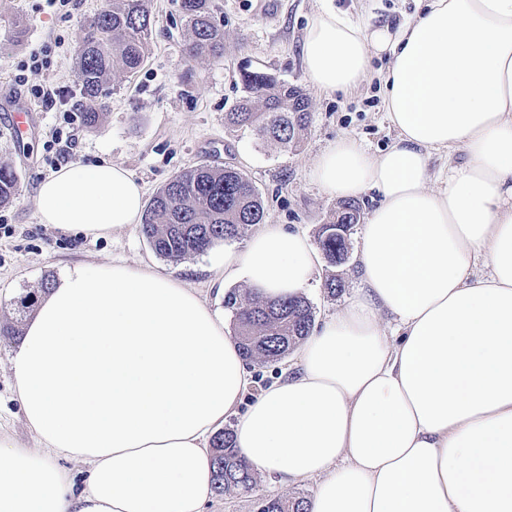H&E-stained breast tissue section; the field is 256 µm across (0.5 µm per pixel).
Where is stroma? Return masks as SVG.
<instances>
[{
	"label": "stroma",
	"instance_id": "obj_1",
	"mask_svg": "<svg viewBox=\"0 0 512 512\" xmlns=\"http://www.w3.org/2000/svg\"><path fill=\"white\" fill-rule=\"evenodd\" d=\"M212 5L216 22L224 27L223 59L188 60L187 32L177 0H153L150 51L136 73L107 85L108 108L92 127L75 110L83 102L75 55L83 26L111 9L112 0H74L68 17L48 0H0V92L14 95L13 79L20 66L32 50L54 37L61 38V46L53 48L49 67L30 74L29 81L68 90L61 106L32 100L35 125L22 145L13 142L0 109V162L12 165L19 175L14 200L0 207V322L14 317L21 297L41 298L42 281L60 280L76 263L151 261L158 271L195 288L214 308L224 306V294L207 270L206 255L177 263L156 257L137 225L93 239L40 223L38 187L60 167L51 148L56 134L72 139L68 162L106 160L122 165L150 196L177 173L201 163L237 168L259 192L265 223L302 231L313 240L337 200L311 180V159L342 134L362 140L374 151L391 145L395 132L385 118L377 78L386 58H372L371 75L356 92L327 97L307 85L303 38L313 17L327 6L394 29L423 9L422 0H212ZM246 71L265 72L306 88L312 120L299 150L286 151L261 142L250 131L225 127L224 114L240 98V76ZM355 272L351 260L337 268L322 263L305 293L316 320L335 313L353 297L358 286ZM334 274L344 288L331 295L325 282ZM16 344L15 338L0 336V430L31 447L35 441L23 424L9 371ZM315 491L311 481L283 490L263 477L254 491L214 498L206 512H256L258 496L282 493L309 499Z\"/></svg>",
	"mask_w": 512,
	"mask_h": 512
}]
</instances>
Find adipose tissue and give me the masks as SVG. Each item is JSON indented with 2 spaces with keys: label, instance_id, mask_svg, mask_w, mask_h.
<instances>
[{
  "label": "adipose tissue",
  "instance_id": "adipose-tissue-1",
  "mask_svg": "<svg viewBox=\"0 0 512 512\" xmlns=\"http://www.w3.org/2000/svg\"><path fill=\"white\" fill-rule=\"evenodd\" d=\"M376 54L394 144L341 136L311 164L330 196H380L353 299L261 385L185 282L146 263L67 268L10 359L37 447L0 432V512H205L231 417L254 470L316 482L309 512H512V0H428L394 32L323 9L305 76L351 92ZM144 200L108 161L61 167L37 194L41 223L86 238L139 223ZM318 269L280 224L209 259L216 283L268 300Z\"/></svg>",
  "mask_w": 512,
  "mask_h": 512
}]
</instances>
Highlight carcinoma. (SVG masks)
Wrapping results in <instances>:
<instances>
[{
  "label": "carcinoma",
  "instance_id": "obj_1",
  "mask_svg": "<svg viewBox=\"0 0 512 512\" xmlns=\"http://www.w3.org/2000/svg\"><path fill=\"white\" fill-rule=\"evenodd\" d=\"M180 9L188 31V58L210 62L224 58V27L213 18L211 0H181ZM153 24L151 0H112V9L84 26L75 71L84 97L98 105V110L85 113L88 124L97 123L99 111L105 108L106 84L135 73L144 62ZM241 83L244 95L225 113V124L285 149L301 146L311 121L309 99L303 90L260 72L242 73ZM17 182L15 169L1 163L0 205L12 201ZM361 215L359 202L342 200L321 225L318 244L330 264L347 260L349 236ZM263 219L262 200L243 172L203 164L174 176L151 197L142 216V233L159 257L179 262L241 236ZM224 307L233 312L234 333L249 363L285 358L313 329L312 306L301 295L269 302L251 292L241 295L232 291L225 295ZM28 308L30 300L25 297L17 308L18 317L1 325L0 332L19 335ZM211 447L215 494L253 490L256 473L237 456L230 433H217ZM307 506L304 497L267 495L258 500L257 512H307Z\"/></svg>",
  "mask_w": 512,
  "mask_h": 512
}]
</instances>
